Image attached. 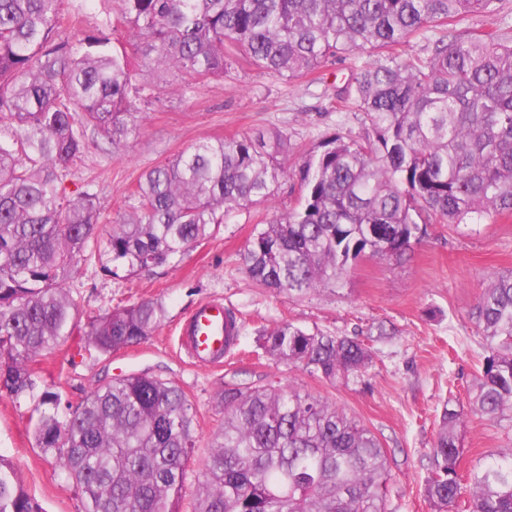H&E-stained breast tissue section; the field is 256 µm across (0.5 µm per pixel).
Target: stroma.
<instances>
[{"mask_svg": "<svg viewBox=\"0 0 512 512\" xmlns=\"http://www.w3.org/2000/svg\"><path fill=\"white\" fill-rule=\"evenodd\" d=\"M66 8L80 32L106 19L122 23L119 0H66ZM127 54L138 78L155 85L159 100L120 146L98 138L65 181L68 189L98 193L101 235L119 221L143 172L204 138L280 130L288 137L291 175L271 203L217 226L182 259L115 275L96 266L82 269L72 288L81 322L147 299L163 302L165 318L147 339L112 353H98L72 336L33 362V392L17 398L0 392V458L14 464L44 512H84L75 480L55 455L36 448L28 416L44 391L59 393L62 406H74L114 378L148 372L178 386L195 410L196 446L180 503L181 512H195L211 441L224 425L219 393L227 387L292 386L335 405L379 438L389 464L385 512H432L423 496L431 474L428 450L444 404H467L482 374L488 348L472 313L491 278L512 270V217L422 225L419 241L402 262L361 259L336 286L301 296L260 287L247 277L242 261L259 220L296 205L300 166L321 141L364 132L361 113L336 105L363 55L340 54L295 81L269 76L239 58L224 79L192 84L178 72L144 67L135 48ZM210 299L222 300L241 324L236 350L218 368L191 364L178 346L182 323ZM281 322L356 338L369 348L372 362L336 383L280 362L258 338ZM461 448L463 469L489 463L501 449L512 448V420L467 416Z\"/></svg>", "mask_w": 512, "mask_h": 512, "instance_id": "stroma-1", "label": "stroma"}]
</instances>
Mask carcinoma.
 Here are the masks:
<instances>
[{"label":"carcinoma","mask_w":512,"mask_h":512,"mask_svg":"<svg viewBox=\"0 0 512 512\" xmlns=\"http://www.w3.org/2000/svg\"><path fill=\"white\" fill-rule=\"evenodd\" d=\"M150 68L221 80L233 53L264 73L298 79L345 52L371 57L339 98L363 114L361 137L311 151L295 207L253 234L246 275L276 292L336 284L349 262L402 260L421 224H477L512 215V34L462 31L500 0H120ZM64 0H0V391L33 390L30 363L74 334L102 354L150 336L162 303L142 300L81 327L70 281L79 266L143 270L183 257L211 227L274 197L288 180V137L203 139L142 177L102 240L100 206L64 179L92 129L117 146L155 98L134 79L115 27L77 39ZM424 55H404L413 36ZM489 345L469 408L446 405L430 448L424 497L454 512L462 494L459 428L466 415L512 419V272L496 276L473 312ZM262 348L330 382L371 361L347 336L291 322ZM197 512H385L380 440L347 414L295 388H229ZM43 392L29 416L36 447L56 452L84 512H180L195 448L186 394L148 373L93 390L73 410ZM473 512H512V448L473 468ZM0 512H43L0 459Z\"/></svg>","instance_id":"obj_1"}]
</instances>
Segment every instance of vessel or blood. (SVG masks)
I'll return each mask as SVG.
<instances>
[{
    "label": "vessel or blood",
    "instance_id": "obj_1",
    "mask_svg": "<svg viewBox=\"0 0 512 512\" xmlns=\"http://www.w3.org/2000/svg\"><path fill=\"white\" fill-rule=\"evenodd\" d=\"M239 327L223 302L209 300L199 305L185 320L179 344L192 363L220 365L225 353L235 345Z\"/></svg>",
    "mask_w": 512,
    "mask_h": 512
}]
</instances>
